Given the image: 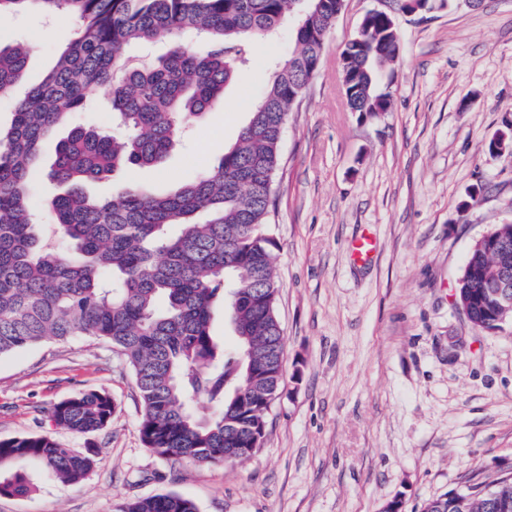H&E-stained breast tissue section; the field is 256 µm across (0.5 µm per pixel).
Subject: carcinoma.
<instances>
[{
    "mask_svg": "<svg viewBox=\"0 0 512 512\" xmlns=\"http://www.w3.org/2000/svg\"><path fill=\"white\" fill-rule=\"evenodd\" d=\"M345 0H0V20L24 5L80 19L76 37L43 80L18 94L31 47L0 44V100L14 102L0 130V358L48 340L91 336L125 356L139 393L140 434L147 448L174 461L224 463V449L253 448L265 435V411L278 379L285 341L276 314L278 285L267 230L280 143L288 112L306 88L325 35ZM294 16L295 48L269 71L263 96L237 142L217 166L160 194L124 185L115 196L85 185L124 167H156L181 123L224 102L225 88L248 60L254 40ZM193 33L204 48L187 47ZM169 43L165 56L137 62L131 49ZM400 54L394 14L369 18L341 53L344 92L372 118L391 107L383 75ZM109 89L108 108L125 133L72 128L55 146L47 176L60 192L48 202L54 224L33 220L34 181L46 136ZM208 214L200 223L199 213ZM171 226L179 227L175 234ZM499 255L469 252L456 289L467 299L473 276L486 278ZM224 301L233 345L211 332ZM497 303L474 297L472 323L496 329ZM204 402L207 414L197 412ZM114 400L88 390L58 402L56 425L86 435L105 429ZM37 464L53 480L79 484L94 456L63 448L47 435L0 441V495L33 490L9 469ZM512 501V475L430 500L423 512H494L488 492ZM116 512H199L176 493L126 501Z\"/></svg>",
    "mask_w": 512,
    "mask_h": 512,
    "instance_id": "carcinoma-1",
    "label": "carcinoma"
}]
</instances>
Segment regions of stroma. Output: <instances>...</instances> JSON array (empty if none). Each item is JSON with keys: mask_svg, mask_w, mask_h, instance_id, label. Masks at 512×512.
I'll return each instance as SVG.
<instances>
[{"mask_svg": "<svg viewBox=\"0 0 512 512\" xmlns=\"http://www.w3.org/2000/svg\"><path fill=\"white\" fill-rule=\"evenodd\" d=\"M375 5L346 0L284 126L269 230L286 347L261 448L226 465L159 457L141 441L123 356L89 336L50 342L0 359V440L49 435L93 450L96 465L71 485L22 463L35 489L0 496V512H113L169 492L199 512H384L396 499L422 512L512 468V324L475 329L453 297L474 241L512 224V150L487 148L512 126V0L398 14L392 105L370 119L349 111L338 60ZM78 26L32 6L0 21V43H33L32 85ZM293 27L255 42L225 92L238 111L190 121L161 166L124 169L88 192H168L217 165L262 95L269 62L293 50ZM111 123L97 94L69 126ZM69 126L47 139L43 163ZM366 233L375 252L360 263L351 245ZM85 390L112 397L111 423L88 435L56 426L53 406Z\"/></svg>", "mask_w": 512, "mask_h": 512, "instance_id": "obj_1", "label": "stroma"}]
</instances>
